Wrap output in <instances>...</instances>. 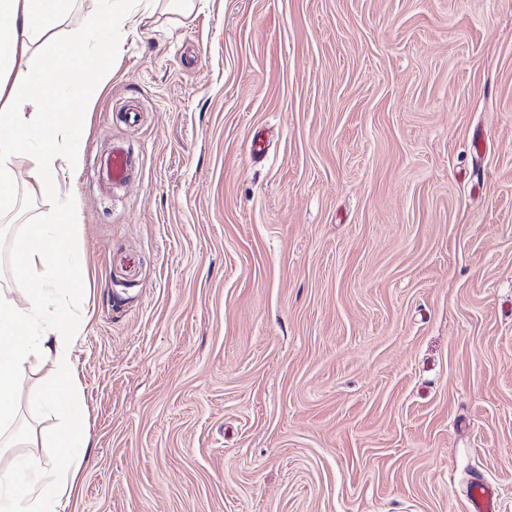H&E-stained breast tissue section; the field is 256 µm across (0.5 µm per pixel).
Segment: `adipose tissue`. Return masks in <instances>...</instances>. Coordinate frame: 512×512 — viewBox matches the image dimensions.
<instances>
[{
  "label": "adipose tissue",
  "instance_id": "ef3b65f1",
  "mask_svg": "<svg viewBox=\"0 0 512 512\" xmlns=\"http://www.w3.org/2000/svg\"><path fill=\"white\" fill-rule=\"evenodd\" d=\"M75 0H0V211L15 205L17 186L33 198H51L57 205L48 224L30 225L15 243L14 282L17 298L0 297V435L12 432L15 442L28 441L15 429L19 380L32 364L53 359L56 376L36 397L42 407L62 418L41 435L54 453L46 460L20 459L0 474V512H66L90 446L76 393L70 348L82 322L59 294L78 295L86 287L83 264L69 263L77 246L76 208L60 198L61 180L83 162L80 127L69 113L73 105L92 106L109 73L99 68L100 56L112 46L100 44L96 54L65 58L58 41L88 39L91 28L124 26L127 0H112L81 27H65ZM77 88L75 98L50 103L59 85ZM26 156L24 176L15 161Z\"/></svg>",
  "mask_w": 512,
  "mask_h": 512
}]
</instances>
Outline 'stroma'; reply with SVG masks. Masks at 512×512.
Instances as JSON below:
<instances>
[{"label": "stroma", "instance_id": "35a3bbf8", "mask_svg": "<svg viewBox=\"0 0 512 512\" xmlns=\"http://www.w3.org/2000/svg\"><path fill=\"white\" fill-rule=\"evenodd\" d=\"M129 8L58 46L112 45L64 185L91 315L67 512H470L477 480L512 512V0ZM16 197L5 289L55 206ZM130 158L123 148H115L103 160V174L110 184L124 182L128 178Z\"/></svg>", "mask_w": 512, "mask_h": 512}]
</instances>
